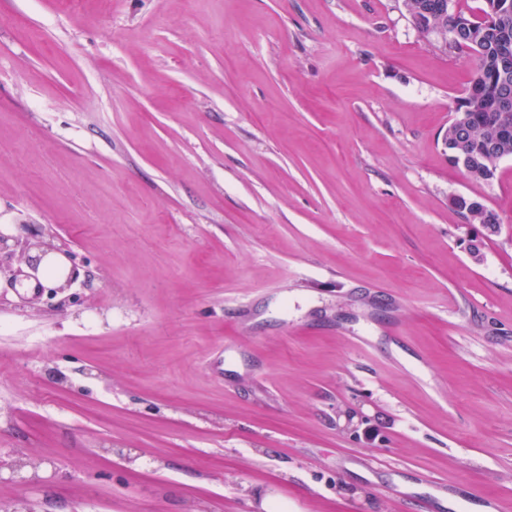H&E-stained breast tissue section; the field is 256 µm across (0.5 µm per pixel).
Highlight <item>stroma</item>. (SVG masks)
<instances>
[{
	"mask_svg": "<svg viewBox=\"0 0 512 512\" xmlns=\"http://www.w3.org/2000/svg\"><path fill=\"white\" fill-rule=\"evenodd\" d=\"M470 79L402 0H0V229L79 272L62 309L0 278V453L40 476L0 502L512 512V156L449 164ZM487 207V206H486ZM457 210H459L465 217L466 214L469 216V220L476 224H481L484 228L487 235H490L497 231V227H490L489 224L498 223V221H494L490 216L499 218L498 215L492 209H489L490 216L485 212L483 207L476 202H471L470 209H468L466 213V208L463 205L455 206ZM23 233L18 236L12 237H0V249H9V240H12L13 249L11 255H13L18 262H30L35 261L36 263L41 260V256L47 251L53 250V246L47 245L43 240V230L41 227L35 224H22ZM44 248V249H43ZM32 250H38L41 254L37 256H31Z\"/></svg>",
	"mask_w": 512,
	"mask_h": 512,
	"instance_id": "stroma-1",
	"label": "stroma"
}]
</instances>
